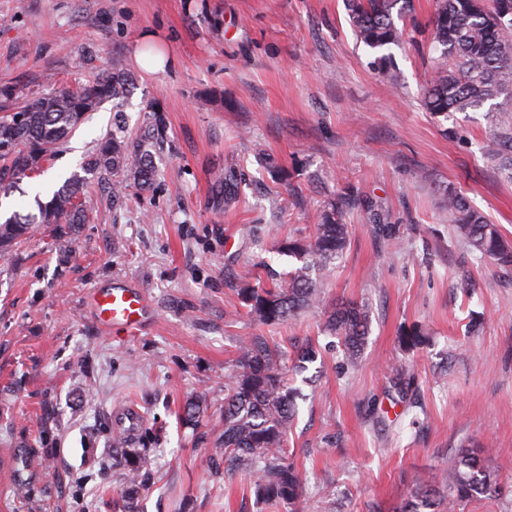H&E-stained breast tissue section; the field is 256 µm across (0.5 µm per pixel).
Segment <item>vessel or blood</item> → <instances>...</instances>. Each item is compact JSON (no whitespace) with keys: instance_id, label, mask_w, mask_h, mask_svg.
Wrapping results in <instances>:
<instances>
[{"instance_id":"b4317fda","label":"vessel or blood","mask_w":512,"mask_h":512,"mask_svg":"<svg viewBox=\"0 0 512 512\" xmlns=\"http://www.w3.org/2000/svg\"><path fill=\"white\" fill-rule=\"evenodd\" d=\"M94 324L104 332L121 327L137 331L149 314L150 306L142 289L114 281L90 292L86 298ZM143 413L133 405L124 406L114 415V425L126 440L135 439L143 427Z\"/></svg>"}]
</instances>
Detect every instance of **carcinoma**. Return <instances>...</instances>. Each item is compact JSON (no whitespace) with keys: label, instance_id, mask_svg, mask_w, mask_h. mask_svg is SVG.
<instances>
[{"label":"carcinoma","instance_id":"carcinoma-1","mask_svg":"<svg viewBox=\"0 0 512 512\" xmlns=\"http://www.w3.org/2000/svg\"><path fill=\"white\" fill-rule=\"evenodd\" d=\"M506 2L512 4V0H435L431 40L438 57L423 97L427 111L465 112L512 91V14L504 13ZM348 10L357 38L380 53L374 64L381 75L397 81L399 73L387 49L403 37L397 21L413 10V0H348ZM133 85L134 76L114 58L112 68L92 83L29 98L20 110L1 116L0 192L8 195L23 179L39 174L88 113L107 101L125 99ZM165 143V125L155 112L139 135L107 134L86 157L83 171L112 177L117 196L130 187L148 190L155 183L154 153L163 150ZM84 191L85 178L74 174L49 200L35 196L38 213H14L0 222V255L11 252L35 224L57 226L61 238L75 235L86 222L80 202ZM443 199L456 237L511 269L512 245L504 241L497 225L451 185L444 189ZM349 236L344 205L322 211L310 241L291 239L277 246V253L295 258L299 265L281 277L269 272V283L246 270L234 289L235 301L258 324L272 327L287 322L320 301L325 279L313 276L315 266L326 270V263L346 248ZM325 330L337 339L346 366H355L370 334L367 304L336 303L328 311ZM292 349L290 360L288 352L270 346L263 336L240 340L238 357L224 378V433L212 441L206 433H198L195 442L212 443V461L223 460L225 472L248 471L250 492L257 503L304 512L303 477L285 455L300 397L288 372L306 370L319 350L309 340L294 342ZM209 405L207 391L196 393L184 411L185 425L198 429ZM124 462L123 484L113 498V508L114 512H136L139 496L152 477L151 460L137 455L124 457ZM499 490V470L486 465L478 454L463 450L448 470L433 478V484L417 487L400 512H437L441 506L454 512L462 503Z\"/></svg>","mask_w":512,"mask_h":512}]
</instances>
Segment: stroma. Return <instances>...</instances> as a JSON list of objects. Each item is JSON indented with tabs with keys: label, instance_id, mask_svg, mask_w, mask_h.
<instances>
[{
	"label": "stroma",
	"instance_id": "stroma-1",
	"mask_svg": "<svg viewBox=\"0 0 512 512\" xmlns=\"http://www.w3.org/2000/svg\"><path fill=\"white\" fill-rule=\"evenodd\" d=\"M147 51L165 56L162 70L140 67ZM390 53L396 84L357 40L345 0H0V81L21 97L88 84L115 57L136 76L123 106L92 113L0 201L10 210H34L112 129L142 133L153 109L168 127L153 189L116 200L89 177L77 235L39 226L0 258V458L12 459L0 512H113L112 418L128 404L145 422L124 448L152 460L140 512H286L257 504L247 473H218L180 419L209 391L205 425L219 435L224 375L238 338L254 334L321 350L287 444L307 512H398L466 448L508 491L456 512H512V270L457 240L441 196L455 186L512 240V151L487 152L512 140V104L426 112L428 37ZM341 198L350 240L321 302L274 327L236 312L243 268L290 271L295 259L274 245L312 236ZM379 223L395 237H377ZM114 278L147 293L137 333L93 324L86 296ZM338 299L371 308L353 368L324 331ZM416 327L429 341L405 350L399 338Z\"/></svg>",
	"mask_w": 512,
	"mask_h": 512
}]
</instances>
